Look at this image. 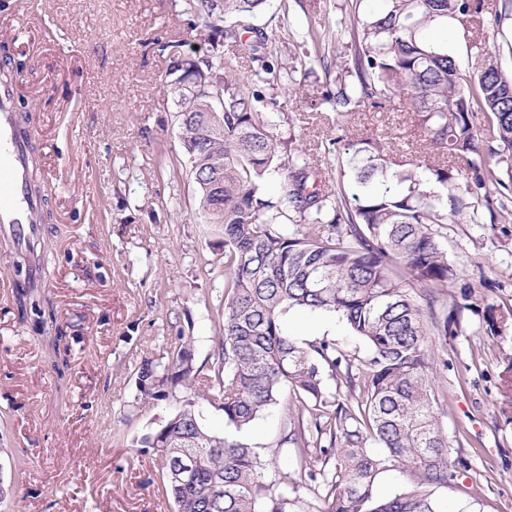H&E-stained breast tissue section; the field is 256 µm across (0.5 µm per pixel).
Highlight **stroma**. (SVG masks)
Listing matches in <instances>:
<instances>
[{"label": "stroma", "mask_w": 512, "mask_h": 512, "mask_svg": "<svg viewBox=\"0 0 512 512\" xmlns=\"http://www.w3.org/2000/svg\"><path fill=\"white\" fill-rule=\"evenodd\" d=\"M350 0H267L255 23L272 34V61L295 67L296 96L279 94L276 134L295 137L326 187L353 141L379 137L390 161L427 160L424 133L400 98L339 114L323 98L350 53L331 27ZM0 41L17 78L19 112H37V178L47 206L36 250L47 253L41 288L66 329L68 369L54 367L49 337L14 300L18 250L0 243V512H176L142 441L181 409L189 389L144 404L137 373L167 361L189 336L198 381L213 377L224 304V249L197 216L178 117L162 83L169 56L212 54L184 0H0ZM326 28L320 42L308 28ZM459 279L436 306L452 333L436 343L432 374L452 477L435 492L442 512H512V328L491 332L489 311L512 309V223L485 209L448 227ZM288 333L334 343L351 359L366 349L336 316L293 312ZM203 425L231 433L220 405L197 399ZM286 402L234 434L279 473L320 469L318 449L281 446Z\"/></svg>", "instance_id": "obj_1"}]
</instances>
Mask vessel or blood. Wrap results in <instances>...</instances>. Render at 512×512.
Here are the masks:
<instances>
[{
  "label": "vessel or blood",
  "instance_id": "1",
  "mask_svg": "<svg viewBox=\"0 0 512 512\" xmlns=\"http://www.w3.org/2000/svg\"><path fill=\"white\" fill-rule=\"evenodd\" d=\"M15 95V81H0V236L26 246L39 235L46 199L32 181L36 118H19Z\"/></svg>",
  "mask_w": 512,
  "mask_h": 512
}]
</instances>
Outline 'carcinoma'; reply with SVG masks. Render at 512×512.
I'll return each mask as SVG.
<instances>
[{
    "label": "carcinoma",
    "mask_w": 512,
    "mask_h": 512,
    "mask_svg": "<svg viewBox=\"0 0 512 512\" xmlns=\"http://www.w3.org/2000/svg\"><path fill=\"white\" fill-rule=\"evenodd\" d=\"M355 0L336 17V35L352 48L324 101L345 108L395 95L424 127L429 148L446 157L471 155L467 169L421 163L391 170L377 138L351 144L349 168L359 193L308 184L301 149L282 150L266 90L293 92L292 71L268 61L269 35L253 19L266 0H185L203 20L206 39L249 48L259 70L244 77L214 54L198 61L197 82L218 84L222 102L202 89L165 88L179 114L178 139L197 185L198 215L217 224L224 245L222 366L207 397L225 423L251 426L283 393L318 412L309 425L290 423L280 445L312 442L334 458L319 472L302 469L292 487L322 488L319 512H440L436 488L448 484V438L439 427L429 373V338L447 340L448 316L435 313L437 293L458 279L443 242L447 225L477 204L490 224L512 218V73L480 42L465 70L448 44L430 36L453 21L463 36L500 28L512 0L487 12L483 0ZM248 34V41H242ZM492 130L484 141L482 117ZM280 190L264 192L265 176ZM21 316L65 338L37 285H17ZM291 311L332 314L366 346L358 361L326 343L303 345L284 328ZM165 363L145 361L136 379L144 403L190 380L189 340ZM336 382L330 388L326 378ZM384 449L377 454L372 446ZM164 488L176 512H288V491L268 478L269 464L229 436L211 433L187 402L154 434ZM400 469L413 486L380 496V474Z\"/></svg>",
    "instance_id": "obj_1"
}]
</instances>
